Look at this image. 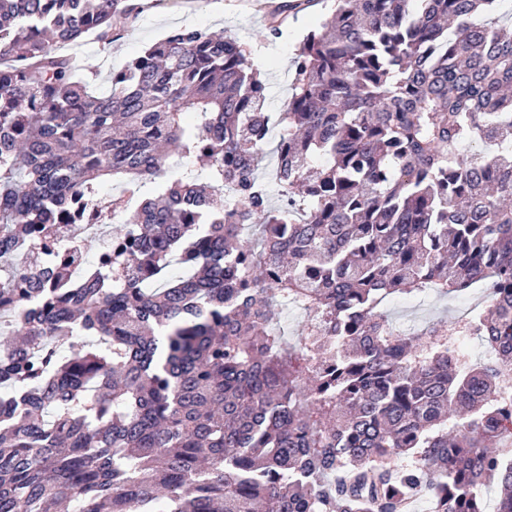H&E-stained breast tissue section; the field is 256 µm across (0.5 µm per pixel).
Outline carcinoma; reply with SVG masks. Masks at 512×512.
<instances>
[{
    "label": "carcinoma",
    "mask_w": 512,
    "mask_h": 512,
    "mask_svg": "<svg viewBox=\"0 0 512 512\" xmlns=\"http://www.w3.org/2000/svg\"><path fill=\"white\" fill-rule=\"evenodd\" d=\"M502 2L335 0L269 112L235 38L175 29L97 94L58 48L134 5L0 0V512H405L423 483L487 512L490 480L512 512ZM68 224L112 247L30 249ZM477 283L420 331L382 311Z\"/></svg>",
    "instance_id": "1"
}]
</instances>
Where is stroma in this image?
Segmentation results:
<instances>
[{"instance_id": "35a3bbf8", "label": "stroma", "mask_w": 512, "mask_h": 512, "mask_svg": "<svg viewBox=\"0 0 512 512\" xmlns=\"http://www.w3.org/2000/svg\"><path fill=\"white\" fill-rule=\"evenodd\" d=\"M139 7L135 22L112 45L99 44L87 36L65 46V53L95 58L99 74L94 92L108 88L111 72L123 68L145 46L163 38L170 30L191 25L222 31L235 37L251 53L268 84L266 108L279 112L291 88L292 59L303 36L331 11V0H296V10L279 13L281 0H131ZM483 292L474 289L463 299L429 294L393 301L388 312L397 328L420 329L447 315L462 316L481 307Z\"/></svg>"}]
</instances>
